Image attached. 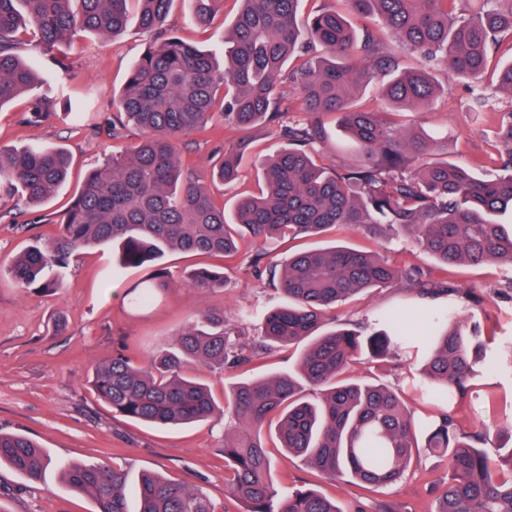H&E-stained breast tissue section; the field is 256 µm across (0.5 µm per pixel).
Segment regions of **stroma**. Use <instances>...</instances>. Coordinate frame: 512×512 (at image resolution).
<instances>
[{
    "label": "stroma",
    "mask_w": 512,
    "mask_h": 512,
    "mask_svg": "<svg viewBox=\"0 0 512 512\" xmlns=\"http://www.w3.org/2000/svg\"><path fill=\"white\" fill-rule=\"evenodd\" d=\"M238 7L237 0H224L212 23L204 28L192 20L187 0H176L168 26L185 41L219 55L224 50V31ZM149 40L148 33L132 26L106 42L86 33L64 43L59 48L64 62L57 71L59 87L71 95L93 89L95 119L103 121L112 111V100L129 66ZM511 60L512 49L505 45L491 55L492 71L482 84L494 93L495 100L484 111H472L467 84L448 79L445 72L439 71L435 77L444 86V93L429 110L405 113V123L447 139L451 158L468 161L499 156L503 148L496 133L503 118L512 112V99L497 93L493 71ZM26 110L27 99L23 96L0 108V147L20 149L40 144L63 149L71 157V171L67 183L48 202L25 209L16 218L7 216L15 207L14 199L0 197L2 267L29 243L51 240L58 232L61 213L79 192L86 174L136 140L132 129L115 139L53 116L30 123L25 119ZM237 137V131L228 127L219 141L193 134L180 139L178 150L186 163L206 172L220 141L232 142ZM251 139L250 156L243 162L240 179L229 185H210L215 200L223 204L225 211H233L239 197L259 192L262 180L255 161L282 146L277 135L264 128L253 130ZM336 245L375 248L392 263L426 272L434 264L407 237L372 241L356 230L342 228L320 238L290 239L268 248L248 236L230 261L205 254L169 253L160 266L175 286L159 292L148 306L136 305L131 290L151 275V268L116 267L111 252L98 247L71 257L65 288L59 295L19 287L9 275H0V429L26 434L45 448L55 462L37 484L0 466V512H93L92 500L68 488L57 465L99 460L122 467L132 482L143 471H161L203 492L215 512H240V503L230 495L222 454L224 432L234 426L232 418H225L219 426L199 423L171 429L131 421L112 413L98 400L88 380L95 365L119 351L146 362L155 348L173 343L192 315L204 308L223 309L225 326L239 344L256 342L261 334L260 321L242 318V311L287 302L269 281L265 268L255 267L258 251H265L268 265L293 251ZM208 265L223 270L229 288L202 293L185 285L184 279L192 269ZM448 278L462 293L476 297L472 312L488 330L494 331L497 340H512V282L498 265L459 266L449 269ZM384 311L398 312L409 336L421 334L419 304L404 288L361 293L327 310L326 316L361 321ZM294 362L291 350L276 349L262 355L249 368L211 375L207 381L220 400L235 383L286 373L293 369ZM414 371V365L399 356L356 367L357 375L396 390L404 388ZM489 397L497 401L496 412H489L484 405ZM459 419L468 430L512 420V370L478 373L462 402ZM266 446L274 463L277 489H314L335 499L342 512H374L383 502L394 505L398 512H431L433 488L448 477L445 460L424 455L397 484L384 489H361L343 480H326L300 458L284 456L275 434H267Z\"/></svg>",
    "instance_id": "35a3bbf8"
}]
</instances>
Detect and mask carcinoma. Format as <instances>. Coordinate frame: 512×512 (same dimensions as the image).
I'll return each instance as SVG.
<instances>
[{
    "mask_svg": "<svg viewBox=\"0 0 512 512\" xmlns=\"http://www.w3.org/2000/svg\"><path fill=\"white\" fill-rule=\"evenodd\" d=\"M175 0H0V108L28 96L30 120L56 116L75 125L89 120L76 107L58 111L50 78L32 58L53 56L56 46L87 32L102 39L130 25L151 33L140 58L128 69L111 122L95 131L117 137L138 132L124 152L86 175L60 221L58 236L15 255L9 273L25 288L56 292L64 287L72 254L108 246L116 262L156 264L173 251L224 258L238 249L241 231L268 243L286 236L319 237L352 228L368 238L404 233L436 262L423 279L391 264L373 250L346 246L312 248L271 267L288 304L263 313L258 343L244 348L231 340L224 312L203 309L137 366L122 353L98 364L89 385L122 417L157 426L220 423L224 408L238 426L224 436L231 493L242 512H342L336 503L304 488L275 490L263 426L278 418L281 448L334 480L348 476L366 489L399 481L413 459L427 453L448 460V482L432 512H512V423L498 427L499 468L481 448L483 435L464 431L462 400L477 367L512 369V342L494 344L481 323L463 314V294L448 281L450 266L497 263L512 271V119L498 138L507 146L504 170L478 177L465 163L446 158L448 140L406 128L400 117L423 111L441 91L429 69L481 82L493 44H512V0H481L464 17L465 0H345L350 13L372 18L388 37L415 56L403 66L347 13L334 7L301 28V0H240L242 7L224 33V61L168 33ZM195 21L206 25L223 0H188ZM380 72L392 78L379 89L383 106L361 109L355 99ZM288 80L304 118L284 128L288 145L259 161L264 187L239 200L230 220L206 181L231 183L249 156L250 131L282 118L278 88ZM359 150V163L339 173L315 147L326 141L324 117ZM240 136L218 151L209 173L183 165L181 137L213 128L214 119ZM440 155L424 166L421 155ZM70 159L61 149L31 145L0 148V195L37 206L67 180ZM185 284L206 293L227 287L224 275L207 268L188 273ZM408 285L422 305L424 333L412 340L385 312L368 325L334 322L325 311L362 291ZM171 288L157 268L136 300L152 301ZM288 347L296 369L235 386L223 403L205 375L244 367L266 350ZM378 360L403 353L421 358L411 398L383 383L350 376L364 354ZM36 484L53 464L28 436L0 431V465ZM64 483L87 495L95 512H129L127 473L104 462L60 465ZM134 494L138 512H215L188 486L144 471Z\"/></svg>",
    "mask_w": 512,
    "mask_h": 512,
    "instance_id": "carcinoma-1",
    "label": "carcinoma"
}]
</instances>
